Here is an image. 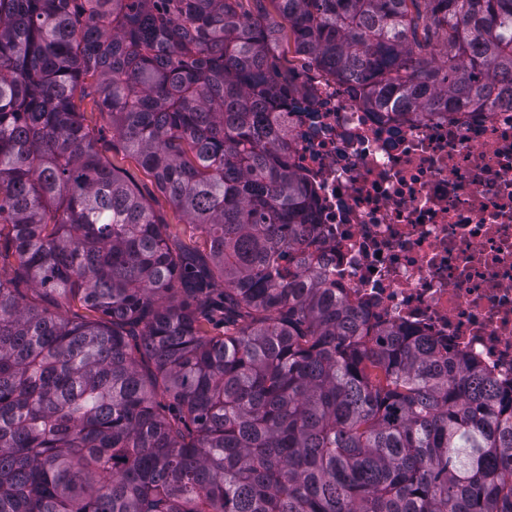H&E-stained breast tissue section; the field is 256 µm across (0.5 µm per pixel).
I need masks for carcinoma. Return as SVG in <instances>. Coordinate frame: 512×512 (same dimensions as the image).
Here are the masks:
<instances>
[{
  "label": "carcinoma",
  "instance_id": "obj_1",
  "mask_svg": "<svg viewBox=\"0 0 512 512\" xmlns=\"http://www.w3.org/2000/svg\"><path fill=\"white\" fill-rule=\"evenodd\" d=\"M270 3L0 0V512H512L508 403L325 287L279 58L486 109L512 0ZM88 78L207 252L103 158Z\"/></svg>",
  "mask_w": 512,
  "mask_h": 512
}]
</instances>
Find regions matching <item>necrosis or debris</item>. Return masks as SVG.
Masks as SVG:
<instances>
[{
	"mask_svg": "<svg viewBox=\"0 0 512 512\" xmlns=\"http://www.w3.org/2000/svg\"><path fill=\"white\" fill-rule=\"evenodd\" d=\"M294 87L290 163L317 201L327 286L369 326L473 360L512 395V103L379 111L308 63Z\"/></svg>",
	"mask_w": 512,
	"mask_h": 512,
	"instance_id": "obj_1",
	"label": "necrosis or debris"
}]
</instances>
